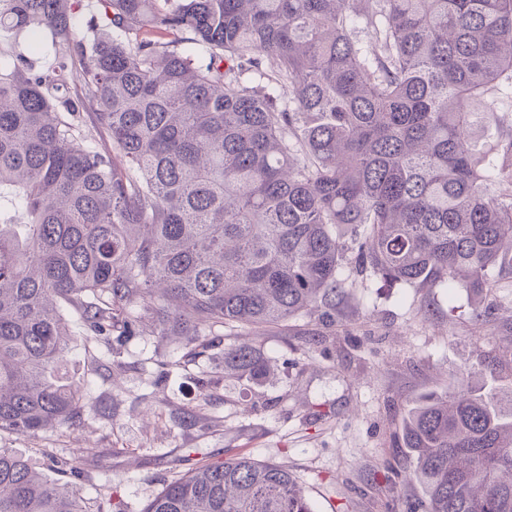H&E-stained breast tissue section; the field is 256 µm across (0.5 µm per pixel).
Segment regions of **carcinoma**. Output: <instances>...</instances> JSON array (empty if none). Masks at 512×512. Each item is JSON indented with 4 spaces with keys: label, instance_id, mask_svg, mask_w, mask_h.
<instances>
[{
    "label": "carcinoma",
    "instance_id": "obj_1",
    "mask_svg": "<svg viewBox=\"0 0 512 512\" xmlns=\"http://www.w3.org/2000/svg\"><path fill=\"white\" fill-rule=\"evenodd\" d=\"M98 5L81 23L83 0H0V431L80 424L61 372L80 339L121 347L149 321L188 345L328 316L351 259L386 285L512 283V119L475 111L512 99V0ZM486 124L501 132L482 146ZM260 370L250 345L224 348L225 372ZM483 374L402 421L424 512H512V388ZM0 512L86 509L0 448ZM142 512L313 510L288 469L231 455Z\"/></svg>",
    "mask_w": 512,
    "mask_h": 512
}]
</instances>
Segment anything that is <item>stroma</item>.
Instances as JSON below:
<instances>
[{
	"instance_id": "stroma-1",
	"label": "stroma",
	"mask_w": 512,
	"mask_h": 512,
	"mask_svg": "<svg viewBox=\"0 0 512 512\" xmlns=\"http://www.w3.org/2000/svg\"><path fill=\"white\" fill-rule=\"evenodd\" d=\"M346 291L330 317L228 328L200 353L149 325L117 352L81 344L66 361L83 386L80 425L31 437L1 431L0 448L63 483L68 474L49 469L48 457L72 462L93 450L81 486L88 512L107 490L124 512H142L190 465L235 454L287 468L314 512H407L423 492L388 467L402 458L408 404L447 392L454 371L482 361L512 381V287L488 291L479 325L465 288H383L354 275ZM238 339L265 363L260 377L225 373L224 347ZM187 413L195 423L184 428Z\"/></svg>"
}]
</instances>
